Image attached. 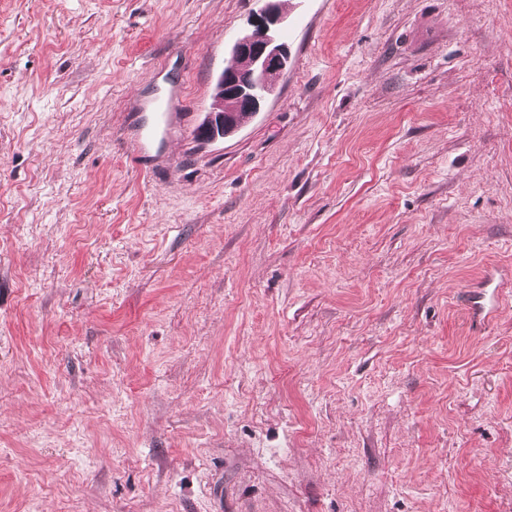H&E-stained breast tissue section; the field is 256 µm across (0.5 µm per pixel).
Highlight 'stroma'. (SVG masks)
<instances>
[{
    "label": "stroma",
    "mask_w": 512,
    "mask_h": 512,
    "mask_svg": "<svg viewBox=\"0 0 512 512\" xmlns=\"http://www.w3.org/2000/svg\"><path fill=\"white\" fill-rule=\"evenodd\" d=\"M264 6L0 0V512H512V0H277L200 139ZM283 23L275 4L267 3L252 30L236 40L235 64L216 80L214 107L201 130L202 137L231 132L240 121L236 108L239 103L246 104L248 112H256L270 94L288 67V46L280 38ZM137 102L148 115L128 140L132 155L145 159L152 157L153 151L168 150L174 145L181 147L180 140L172 134L178 117L176 110L182 102L181 89L174 87L163 97ZM511 282V267H497L487 271L476 286L465 292L463 306L472 328L484 330L498 318L510 300Z\"/></svg>",
    "instance_id": "35a3bbf8"
}]
</instances>
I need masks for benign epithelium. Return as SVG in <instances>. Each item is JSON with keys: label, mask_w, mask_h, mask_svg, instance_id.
<instances>
[{"label": "benign epithelium", "mask_w": 512, "mask_h": 512, "mask_svg": "<svg viewBox=\"0 0 512 512\" xmlns=\"http://www.w3.org/2000/svg\"><path fill=\"white\" fill-rule=\"evenodd\" d=\"M284 18L275 4L266 5L252 24V30L239 37L233 47L235 64L216 80L214 107L201 130L204 138L231 132L240 121L237 105L246 104L255 112L288 67V46L280 38Z\"/></svg>", "instance_id": "7a95c632"}]
</instances>
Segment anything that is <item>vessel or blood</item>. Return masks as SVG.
Wrapping results in <instances>:
<instances>
[{
	"instance_id": "vessel-or-blood-1",
	"label": "vessel or blood",
	"mask_w": 512,
	"mask_h": 512,
	"mask_svg": "<svg viewBox=\"0 0 512 512\" xmlns=\"http://www.w3.org/2000/svg\"><path fill=\"white\" fill-rule=\"evenodd\" d=\"M182 102L180 88H172L161 97L141 101L146 118L129 140L132 155L148 158L151 152L167 150L177 145L172 130ZM512 301V268L497 267L486 272L482 280L469 288L463 306L472 328H488L499 316L503 307Z\"/></svg>"
}]
</instances>
